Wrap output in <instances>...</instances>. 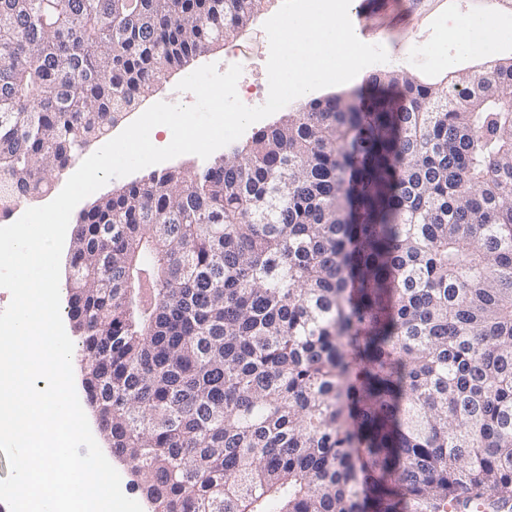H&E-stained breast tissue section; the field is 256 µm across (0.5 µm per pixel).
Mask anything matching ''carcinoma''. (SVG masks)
<instances>
[{
    "instance_id": "obj_1",
    "label": "carcinoma",
    "mask_w": 512,
    "mask_h": 512,
    "mask_svg": "<svg viewBox=\"0 0 512 512\" xmlns=\"http://www.w3.org/2000/svg\"><path fill=\"white\" fill-rule=\"evenodd\" d=\"M261 0H0V210ZM87 405L152 512L512 503V61L380 72L79 219Z\"/></svg>"
}]
</instances>
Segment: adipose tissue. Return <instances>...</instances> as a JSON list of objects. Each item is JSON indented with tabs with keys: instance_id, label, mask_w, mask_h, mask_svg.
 <instances>
[{
	"instance_id": "adipose-tissue-1",
	"label": "adipose tissue",
	"mask_w": 512,
	"mask_h": 512,
	"mask_svg": "<svg viewBox=\"0 0 512 512\" xmlns=\"http://www.w3.org/2000/svg\"><path fill=\"white\" fill-rule=\"evenodd\" d=\"M491 14L458 16L448 28L446 38L440 39L437 51L442 67L454 69L465 61L482 55L488 43L500 39Z\"/></svg>"
}]
</instances>
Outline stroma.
<instances>
[{"label":"stroma","instance_id":"stroma-1","mask_svg":"<svg viewBox=\"0 0 512 512\" xmlns=\"http://www.w3.org/2000/svg\"><path fill=\"white\" fill-rule=\"evenodd\" d=\"M412 0H390V6L384 13L367 17L365 43L383 45L388 60L382 65H370L364 68L360 76L368 78L378 70H402L425 82H438L446 78L447 72L438 65L436 42L450 14L456 12L497 14L505 28L512 30V12L503 11L498 0H422L418 13H411ZM282 0H263L258 13L234 36L214 44L206 55L190 59L181 67L169 70L156 85L153 93L137 101L124 111L114 124V131L124 130L131 122L152 104L165 101L183 105L192 104L194 96L189 92L177 91V83L198 67L214 63L219 71H226L231 65L242 67L239 78L241 86L256 87L259 97L250 99V106H259V98L268 92L266 63L269 56V40L263 29L264 22L274 15ZM204 159L192 154L153 165L151 170H140L126 178H116L96 191L95 195L85 198L78 205L79 210L89 209L95 200L103 198L120 189L130 181L146 178L149 172H162L168 169L195 171L203 167Z\"/></svg>","mask_w":512,"mask_h":512}]
</instances>
